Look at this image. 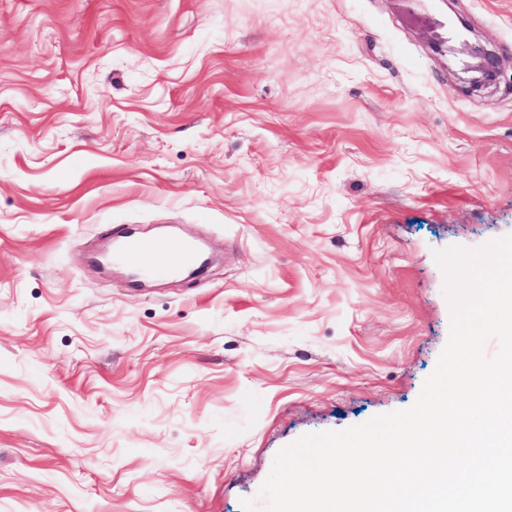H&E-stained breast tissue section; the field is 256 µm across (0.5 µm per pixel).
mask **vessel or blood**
<instances>
[{
  "mask_svg": "<svg viewBox=\"0 0 512 512\" xmlns=\"http://www.w3.org/2000/svg\"><path fill=\"white\" fill-rule=\"evenodd\" d=\"M198 258L196 248L181 240L146 242L128 233L118 241L112 254L114 262L155 280L176 276Z\"/></svg>",
  "mask_w": 512,
  "mask_h": 512,
  "instance_id": "1",
  "label": "vessel or blood"
}]
</instances>
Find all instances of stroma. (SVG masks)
Masks as SVG:
<instances>
[{"label":"stroma","instance_id":"obj_1","mask_svg":"<svg viewBox=\"0 0 512 512\" xmlns=\"http://www.w3.org/2000/svg\"><path fill=\"white\" fill-rule=\"evenodd\" d=\"M417 6L0 0V512H267L283 448L415 404L434 250L512 236V0ZM131 227L211 263L95 268ZM464 45L468 47L471 61L460 64L459 79L473 91L493 85L498 76V59L494 52L469 40H464Z\"/></svg>","mask_w":512,"mask_h":512}]
</instances>
